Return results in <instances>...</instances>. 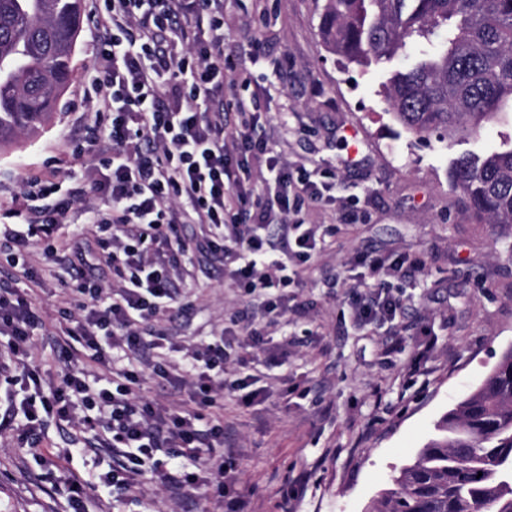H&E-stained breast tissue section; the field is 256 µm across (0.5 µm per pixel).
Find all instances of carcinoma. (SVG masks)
I'll list each match as a JSON object with an SVG mask.
<instances>
[{"instance_id": "cac0c4a2", "label": "carcinoma", "mask_w": 512, "mask_h": 512, "mask_svg": "<svg viewBox=\"0 0 512 512\" xmlns=\"http://www.w3.org/2000/svg\"><path fill=\"white\" fill-rule=\"evenodd\" d=\"M81 0H0V150L47 124L70 81ZM320 32L344 67L384 68L402 131L448 147L512 124V0H325ZM448 183L485 224H512V133L448 159ZM371 512H512V349Z\"/></svg>"}]
</instances>
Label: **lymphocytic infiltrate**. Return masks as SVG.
<instances>
[{
    "label": "lymphocytic infiltrate",
    "instance_id": "obj_1",
    "mask_svg": "<svg viewBox=\"0 0 512 512\" xmlns=\"http://www.w3.org/2000/svg\"><path fill=\"white\" fill-rule=\"evenodd\" d=\"M93 17L105 67L89 76L90 141L109 149L88 169V187L34 180L5 217L17 226L9 237L12 264L26 278L35 276L26 260L31 236L48 235L45 250L57 254L62 245L52 234L76 214L109 231L99 262L111 267L114 281L102 288L83 263L74 264L59 309L61 334L92 367L55 383L29 362L36 332L46 329L34 296L0 289V337L17 365L1 380L7 406L0 422L21 421L20 438L33 442L42 415L56 414L105 436L117 456L105 479L123 493L134 494L146 477L174 496L189 487L213 489L226 512H246L248 499L229 492L238 477L234 457L222 452L224 391H242L249 407L267 399L245 373L247 351L268 343L276 317L302 315L282 290L299 279L297 263L317 246L318 230L302 211L330 201L332 187L271 156L258 181L276 193L248 207L236 153L255 144L257 100L237 92L247 69L224 74V0H100ZM181 224L203 225L232 285L255 303L250 314L232 316L231 329L192 344L157 326L187 286L192 259L176 235ZM351 262L367 271L349 291L359 327L393 321L401 303L389 279L415 276L424 266L418 258L376 253ZM153 376L187 400L163 405L143 396ZM204 448L212 451L205 460Z\"/></svg>",
    "mask_w": 512,
    "mask_h": 512
}]
</instances>
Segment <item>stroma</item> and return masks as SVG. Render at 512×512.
Returning a JSON list of instances; mask_svg holds the SVG:
<instances>
[{
	"instance_id": "1",
	"label": "stroma",
	"mask_w": 512,
	"mask_h": 512,
	"mask_svg": "<svg viewBox=\"0 0 512 512\" xmlns=\"http://www.w3.org/2000/svg\"><path fill=\"white\" fill-rule=\"evenodd\" d=\"M324 0H224V50L247 67L243 96L258 95L257 134L292 167L321 179L334 169V204L305 212L306 223L335 225L302 267L294 293L306 310L271 327L281 344L278 364L257 353L250 374L273 393L254 407L224 396V445L239 450L238 488L251 512H368L435 435L441 416L473 392L512 348V224H481L448 186V156L437 138L396 135L377 94V71L343 69L320 30ZM92 0L73 75L50 122L31 139L0 152V208L13 205L35 175L83 174L98 156L86 141L94 114L85 74L96 56ZM0 223V282L34 289L48 330H59L57 302L71 276L31 240L28 262L46 278L33 286L6 261ZM177 232L193 257L182 313L164 319L176 340L193 343L219 329L222 318L250 308L224 284V262L199 225ZM57 237L83 257L87 270L111 286L99 265L105 234ZM357 253L421 255L412 279H392L402 297L397 326H353L348 291ZM307 387L297 398L286 380ZM96 432H76L46 417L38 447L0 427V512H72L64 484L70 472L87 483L86 512H224L199 489L172 501L142 482L137 498L118 495L98 476L112 468Z\"/></svg>"
}]
</instances>
